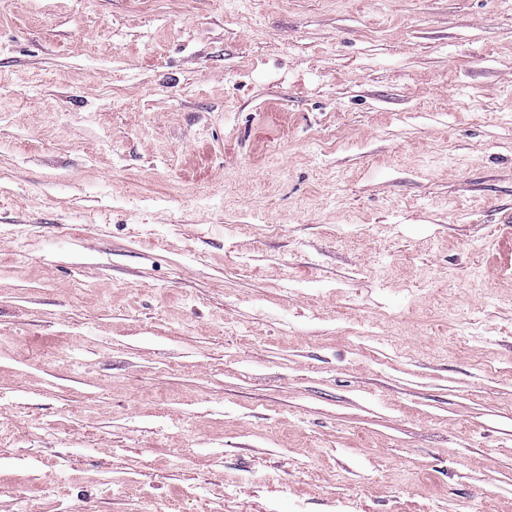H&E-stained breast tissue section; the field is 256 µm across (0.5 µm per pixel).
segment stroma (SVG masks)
<instances>
[{"mask_svg": "<svg viewBox=\"0 0 512 512\" xmlns=\"http://www.w3.org/2000/svg\"><path fill=\"white\" fill-rule=\"evenodd\" d=\"M512 0H0V512H512Z\"/></svg>", "mask_w": 512, "mask_h": 512, "instance_id": "obj_1", "label": "stroma"}]
</instances>
